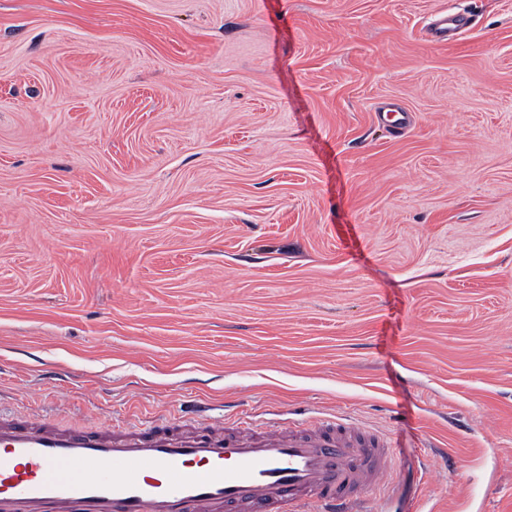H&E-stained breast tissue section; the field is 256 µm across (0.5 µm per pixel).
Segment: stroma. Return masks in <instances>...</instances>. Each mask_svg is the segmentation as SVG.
Masks as SVG:
<instances>
[{"mask_svg": "<svg viewBox=\"0 0 512 512\" xmlns=\"http://www.w3.org/2000/svg\"><path fill=\"white\" fill-rule=\"evenodd\" d=\"M158 413L343 414L360 512H512V0H0V416ZM471 17L465 13H443L426 28L425 38L429 43H442L461 37L470 27Z\"/></svg>", "mask_w": 512, "mask_h": 512, "instance_id": "1", "label": "stroma"}]
</instances>
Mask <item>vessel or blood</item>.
<instances>
[{"instance_id":"1","label":"vessel or blood","mask_w":512,"mask_h":512,"mask_svg":"<svg viewBox=\"0 0 512 512\" xmlns=\"http://www.w3.org/2000/svg\"><path fill=\"white\" fill-rule=\"evenodd\" d=\"M471 18L444 13L426 28L452 41ZM389 439L350 417L301 428L280 420L88 431L0 419V512H347L384 483Z\"/></svg>"}]
</instances>
